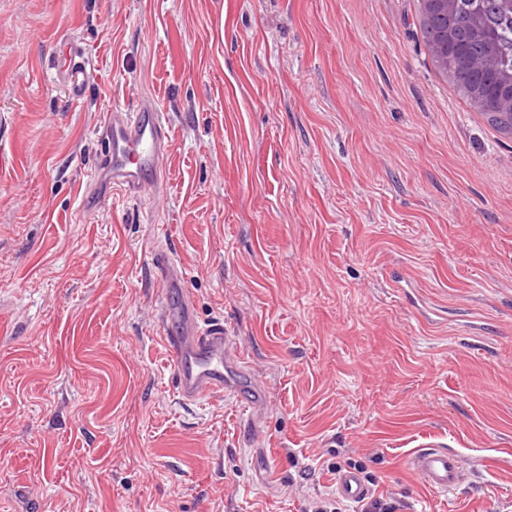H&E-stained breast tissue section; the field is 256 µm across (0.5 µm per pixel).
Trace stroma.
<instances>
[{
  "instance_id": "stroma-1",
  "label": "stroma",
  "mask_w": 512,
  "mask_h": 512,
  "mask_svg": "<svg viewBox=\"0 0 512 512\" xmlns=\"http://www.w3.org/2000/svg\"><path fill=\"white\" fill-rule=\"evenodd\" d=\"M145 98L163 193L83 211L103 113ZM162 249L258 419L178 396ZM417 448L463 485L424 488ZM346 469L392 512H512V138L416 0H0V512H364ZM61 43L68 50L70 56L65 58V63L59 68L53 67L54 70L53 78L56 82L65 86L72 95H75L82 91L92 77L91 69L88 68V64L83 59V51L81 46L71 40H62ZM82 59V60H76ZM407 465L424 486L441 493L455 491L466 479L462 459L449 451L419 448L410 454ZM336 493L344 499L359 501L370 493V488L366 485L359 473L347 469L338 473L336 478Z\"/></svg>"
}]
</instances>
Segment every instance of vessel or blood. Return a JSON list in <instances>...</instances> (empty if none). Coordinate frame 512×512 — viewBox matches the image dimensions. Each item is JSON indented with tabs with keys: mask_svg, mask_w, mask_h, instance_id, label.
Listing matches in <instances>:
<instances>
[{
	"mask_svg": "<svg viewBox=\"0 0 512 512\" xmlns=\"http://www.w3.org/2000/svg\"><path fill=\"white\" fill-rule=\"evenodd\" d=\"M69 58L55 68L53 78L70 93L82 91L92 77L83 51L66 41ZM100 153L95 172L104 176L110 191L122 196H155L166 176L168 132L154 101L140 102L136 112L104 114L99 127ZM156 269L164 289L161 297L159 340L174 367L179 396L195 402L221 394L233 395L245 409H259L266 390L249 371V355L230 336L223 323H199L188 288L182 282L172 254L159 252ZM409 470L427 488L447 493L466 479L462 459L436 448H420L407 459ZM337 494L347 500L364 499L370 492L359 473L340 471Z\"/></svg>",
	"mask_w": 512,
	"mask_h": 512,
	"instance_id": "b4317fda",
	"label": "vessel or blood"
}]
</instances>
